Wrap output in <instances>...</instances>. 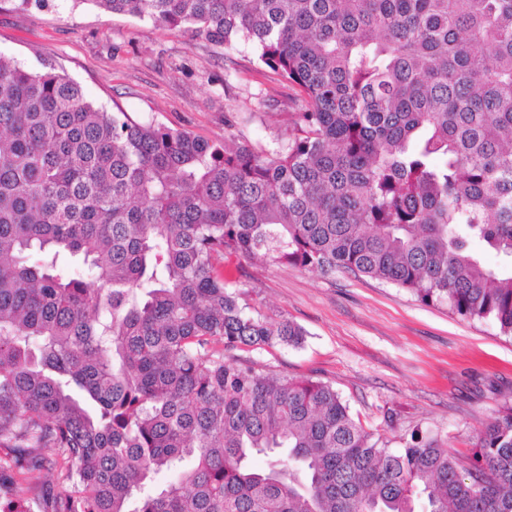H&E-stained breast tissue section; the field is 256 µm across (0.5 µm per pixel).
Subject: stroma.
I'll return each mask as SVG.
<instances>
[{"mask_svg": "<svg viewBox=\"0 0 512 512\" xmlns=\"http://www.w3.org/2000/svg\"><path fill=\"white\" fill-rule=\"evenodd\" d=\"M0 54L56 67L89 99L143 123L269 148L288 135L295 88L255 62L249 46L190 42L149 20L112 14L89 0H0ZM226 274L250 309L307 332L299 346L254 353L288 377L333 384L353 415L404 448L412 431L472 455L474 437L512 402V337L488 319L427 306L408 291L349 274L262 260L231 261Z\"/></svg>", "mask_w": 512, "mask_h": 512, "instance_id": "1", "label": "stroma"}]
</instances>
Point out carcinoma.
Instances as JSON below:
<instances>
[{
  "label": "carcinoma",
  "instance_id": "cac0c4a2",
  "mask_svg": "<svg viewBox=\"0 0 512 512\" xmlns=\"http://www.w3.org/2000/svg\"><path fill=\"white\" fill-rule=\"evenodd\" d=\"M90 2L251 44L301 108L272 149L203 140L0 55V512H512L511 402L471 459L394 451L238 355L305 331L224 276L347 272L512 336V0Z\"/></svg>",
  "mask_w": 512,
  "mask_h": 512
}]
</instances>
